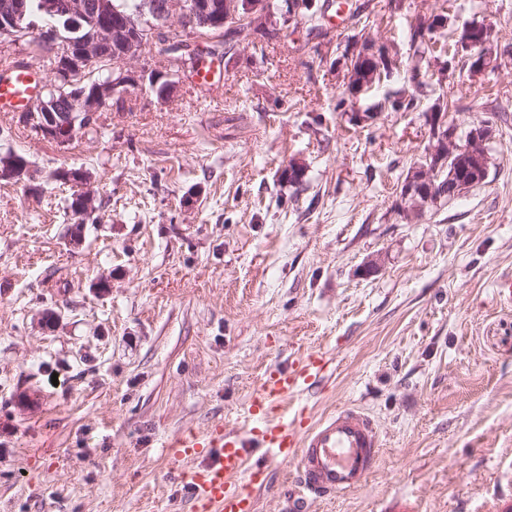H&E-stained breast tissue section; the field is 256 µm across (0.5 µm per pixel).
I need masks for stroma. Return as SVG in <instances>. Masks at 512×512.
Segmentation results:
<instances>
[{
  "mask_svg": "<svg viewBox=\"0 0 512 512\" xmlns=\"http://www.w3.org/2000/svg\"><path fill=\"white\" fill-rule=\"evenodd\" d=\"M315 5L331 22L346 9L344 28L240 44L207 98L185 76L166 101L130 88L68 147L0 112V154L89 168L101 204L81 225L68 186L0 183V512H190L167 440L244 432L254 387L311 352L328 372L293 398L296 420L357 406L382 448L360 490L309 512L512 498V0ZM441 10L494 26L496 68L453 64L415 110L390 111L411 24ZM364 39L396 46L400 69L352 96L345 47ZM439 95L458 133L491 121L489 174L409 223L399 187ZM295 481L270 471L256 512H287Z\"/></svg>",
  "mask_w": 512,
  "mask_h": 512,
  "instance_id": "obj_1",
  "label": "stroma"
}]
</instances>
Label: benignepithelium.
Returning a JSON list of instances; mask_svg holds the SVG:
<instances>
[{
    "label": "benign epithelium",
    "mask_w": 512,
    "mask_h": 512,
    "mask_svg": "<svg viewBox=\"0 0 512 512\" xmlns=\"http://www.w3.org/2000/svg\"><path fill=\"white\" fill-rule=\"evenodd\" d=\"M315 0H297L291 10L276 18L269 0H144L142 15L153 18L150 41L165 40L180 29L197 32L214 27L219 21L232 27L240 20L249 23L251 32L262 33L272 28H298L303 25L304 9H313ZM28 0H0V43L9 45L23 39L18 20L28 10ZM53 10L79 24L93 21L90 34L77 45L59 52V68L68 81L65 92L55 83H48L32 108L35 131L61 146L68 145L80 132L97 122L98 115L109 101L121 97L135 86L151 85L157 99H169L175 90L176 73L189 68L187 55L171 60L170 68L155 69L144 56L141 41V19L129 17L120 20L112 15V0H54ZM456 51L470 63L471 72L479 74L494 56L498 37L494 26L479 30L471 27L454 33ZM348 59H369L376 64L398 60V50L383 44L370 48L362 43L351 47ZM93 61L108 63V77L87 91L79 88L73 79L82 75ZM433 144L426 152V165L411 169L402 182L400 213L412 221L445 196L458 197L488 176L490 157L486 149L490 129L484 124L475 129L467 142L462 143L456 132L448 128L447 113L436 108L430 113ZM448 181H441L443 171ZM0 179L30 185L38 179L34 167L28 163H0ZM93 176L82 170L70 177L74 189L81 193L82 208L95 211L96 195L91 184Z\"/></svg>",
    "instance_id": "obj_1"
}]
</instances>
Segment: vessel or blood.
<instances>
[{"label":"vessel or blood","mask_w":512,"mask_h":512,"mask_svg":"<svg viewBox=\"0 0 512 512\" xmlns=\"http://www.w3.org/2000/svg\"><path fill=\"white\" fill-rule=\"evenodd\" d=\"M41 86L40 74L0 65V112L23 111ZM325 360L317 353L292 370H273L254 388L247 414L260 418L247 435L214 426L174 436L179 458L192 461L181 482L191 512H252V487L274 466H295L303 493L290 512H307L309 501L361 488L374 471L381 448L373 419L355 407H341L309 427L297 428L285 410L288 398L316 387Z\"/></svg>","instance_id":"vessel-or-blood-1"}]
</instances>
